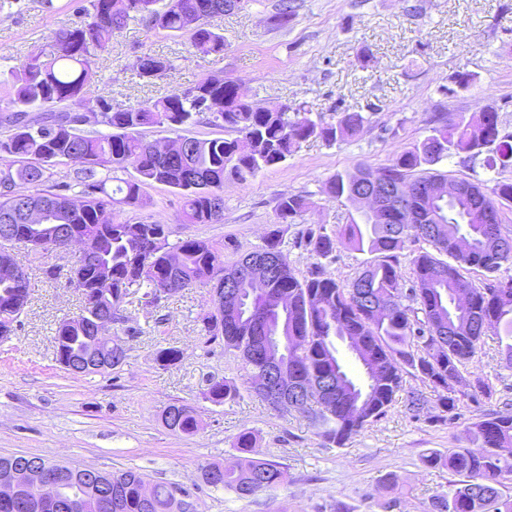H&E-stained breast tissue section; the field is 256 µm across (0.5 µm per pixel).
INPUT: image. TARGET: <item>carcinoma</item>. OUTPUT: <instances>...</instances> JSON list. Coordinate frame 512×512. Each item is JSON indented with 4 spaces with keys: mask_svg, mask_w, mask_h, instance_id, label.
<instances>
[{
    "mask_svg": "<svg viewBox=\"0 0 512 512\" xmlns=\"http://www.w3.org/2000/svg\"><path fill=\"white\" fill-rule=\"evenodd\" d=\"M88 0L80 7L82 19L56 34L53 51L30 54L20 67L0 76L5 95L0 97V124L8 134L0 138V155L16 158V168H0V234L20 243L48 247L47 234L65 226L81 237L85 247L70 282L83 300L80 313L119 319L121 303L131 290L146 289L155 303L168 284L175 290L195 284L216 292L227 266L208 242L182 238L169 243L165 224L117 219L119 209L139 204L143 188L153 183L176 188L185 197L183 223L214 224L224 220V180L245 182L257 173L287 160L311 138L329 143L356 136L367 117L343 112L336 124L313 118L304 105H283L276 112H261L249 100L243 85L229 77L201 81L184 93L173 92L137 106L112 108L100 99V123L105 132L94 135L80 129L83 115L60 108L63 103L95 94L94 59L110 54L112 31L139 20L153 29L190 34L191 45L202 55L224 52V36L210 23L215 17L239 8L242 0ZM171 61L145 53L139 57L137 76L157 78L156 71L170 70ZM37 109L41 114L33 116ZM236 134L227 139L190 138V145L167 154L151 150L140 135L144 127H165L181 132L202 121ZM490 153L487 168H506L503 158L512 155V133H504L496 111L469 119L450 114L423 140L402 151L380 168L366 167L401 191L428 187L438 176L428 174L433 164L461 154ZM80 164L74 198L41 188L47 172L57 164ZM133 167L138 178L107 189L110 173ZM358 175L337 174L324 192L354 203ZM463 192L443 202L429 193L412 194L403 206H390L383 223L366 213L339 231L308 232L305 246L322 258L336 252L344 240L354 250L374 255L349 287L323 272L299 280L284 261L274 264L265 277L266 293L255 299L262 310L266 335L277 336L288 368L300 383L313 388L297 413L322 424L325 446L342 448L352 435L377 421L391 409L403 390L405 377L419 380L436 394L457 419L459 403L489 398L494 389L482 377H469L467 364L489 331L500 336L501 354L512 368V277L500 279L503 265H512V249L496 250L491 231L503 239L500 211L485 205L480 189L460 180ZM305 200L281 195L275 207L278 227L270 231L261 254L280 253L282 225L301 216ZM428 242L433 251H420L411 260V285L400 270L396 252L410 237ZM480 272L483 286L465 276ZM30 296L29 280L0 278V336L7 335L4 314L21 316ZM203 331L239 353L244 383L253 387L260 364L247 351L256 335L249 320L219 310L202 317ZM359 339L351 354L363 369L356 378L338 357L336 341L342 332ZM94 324L79 328L58 322L54 342L56 361L67 371L71 362L93 342ZM239 388L225 380L210 379L206 396L214 403L232 400ZM423 391L410 390L406 413L420 419ZM165 425L174 432L193 434L199 428L195 410L171 404ZM472 446L429 452L423 464L445 468L459 476L448 493L431 497L428 512H512V495L502 492L503 480L512 475V402L505 399L480 415L469 428ZM217 470L220 488L238 497L253 489L266 493L288 484L283 464L245 457L233 467L215 463L201 466L203 481ZM392 476H384L372 493L382 512L396 506L385 492ZM151 488V505H143L142 491ZM178 489L166 482H150L138 472L112 474L111 512H174Z\"/></svg>",
    "mask_w": 512,
    "mask_h": 512,
    "instance_id": "1",
    "label": "carcinoma"
}]
</instances>
